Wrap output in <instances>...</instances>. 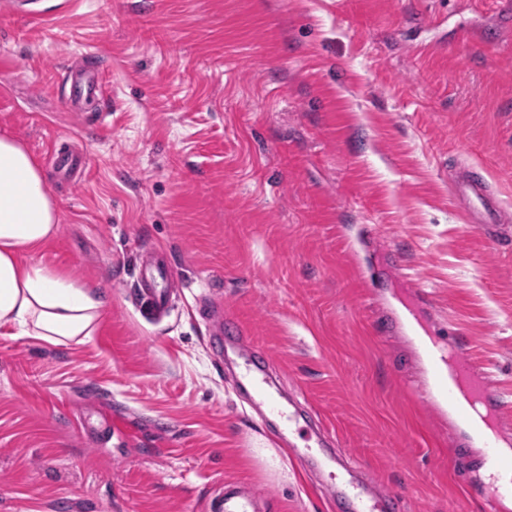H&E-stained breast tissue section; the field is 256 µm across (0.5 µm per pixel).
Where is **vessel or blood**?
<instances>
[{
  "label": "vessel or blood",
  "mask_w": 512,
  "mask_h": 512,
  "mask_svg": "<svg viewBox=\"0 0 512 512\" xmlns=\"http://www.w3.org/2000/svg\"><path fill=\"white\" fill-rule=\"evenodd\" d=\"M87 78L75 84L71 95L79 97L101 90L102 70L95 65L85 68ZM453 192L467 222L495 224L501 218V201L492 193L483 168L467 167L452 185ZM173 279L171 265L163 252L149 250L138 258L134 285L135 301L151 315H166L171 303L169 287ZM201 316L211 332L224 340L227 359L235 365V384L250 394L259 415L260 425H273L276 439L291 444L295 459L305 468L327 473L328 490L341 504L344 512H397L400 502L395 495L378 490L359 480L352 470L342 469L340 457L328 447L333 433L313 410L295 402H283L272 391L269 367L258 362L242 327L225 318L222 308L210 301L201 302ZM419 356L427 368L422 390L433 409L453 425L464 426L484 450V457L493 471L485 488L491 512H500L503 503L512 499V465L502 463L492 441L504 435L499 419L500 399L486 376L479 372L460 349L441 350L423 346ZM208 512H258L253 493L234 481L226 482L220 493L207 505Z\"/></svg>",
  "instance_id": "obj_1"
}]
</instances>
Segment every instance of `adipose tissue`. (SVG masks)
<instances>
[{"label": "adipose tissue", "mask_w": 512, "mask_h": 512, "mask_svg": "<svg viewBox=\"0 0 512 512\" xmlns=\"http://www.w3.org/2000/svg\"><path fill=\"white\" fill-rule=\"evenodd\" d=\"M56 222L42 169L20 141L0 135V326L65 345L93 335L104 301L42 264L21 262L22 251L54 235Z\"/></svg>", "instance_id": "1"}]
</instances>
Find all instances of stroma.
Segmentation results:
<instances>
[{"label": "stroma", "instance_id": "obj_1", "mask_svg": "<svg viewBox=\"0 0 512 512\" xmlns=\"http://www.w3.org/2000/svg\"><path fill=\"white\" fill-rule=\"evenodd\" d=\"M0 0V134L33 153L58 208L22 253L107 304L92 336L0 328V512H207L225 482L265 512H336L272 445L198 313L207 298L269 358L362 478L401 512H489V468L425 396L419 318L485 372L512 426V222L466 224L458 162L512 214V0ZM99 57L103 96L62 101ZM87 153L68 181L53 150ZM166 250L185 287L168 316L131 295ZM373 273L360 288L352 268ZM116 415L131 439L89 436Z\"/></svg>", "mask_w": 512, "mask_h": 512}]
</instances>
